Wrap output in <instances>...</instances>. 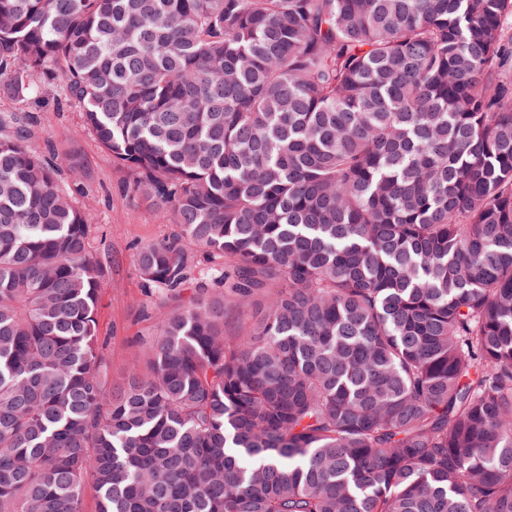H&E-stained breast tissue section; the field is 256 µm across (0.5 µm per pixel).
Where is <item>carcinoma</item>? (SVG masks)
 I'll list each match as a JSON object with an SVG mask.
<instances>
[{"label": "carcinoma", "mask_w": 512, "mask_h": 512, "mask_svg": "<svg viewBox=\"0 0 512 512\" xmlns=\"http://www.w3.org/2000/svg\"><path fill=\"white\" fill-rule=\"evenodd\" d=\"M509 16L0 0V99L58 87L173 217L109 389L89 215L0 113V512H512ZM262 314L263 308L259 306L251 309L245 317L238 315L234 311H230L226 318V334L228 336H240L247 330L248 326L259 319Z\"/></svg>", "instance_id": "obj_1"}]
</instances>
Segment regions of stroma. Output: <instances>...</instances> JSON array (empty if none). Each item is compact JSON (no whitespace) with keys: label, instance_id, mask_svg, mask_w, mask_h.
I'll return each instance as SVG.
<instances>
[{"label":"stroma","instance_id":"obj_1","mask_svg":"<svg viewBox=\"0 0 512 512\" xmlns=\"http://www.w3.org/2000/svg\"><path fill=\"white\" fill-rule=\"evenodd\" d=\"M26 108L38 118L32 147L50 151L60 165L78 157L86 170L73 201L89 214L90 248L107 268L99 325L109 380L116 383L159 334L155 319L159 299L144 286L133 254L138 245L167 234L170 221L158 206L130 190V172L113 163L111 155L83 130L80 113L61 100L56 87H43Z\"/></svg>","mask_w":512,"mask_h":512}]
</instances>
